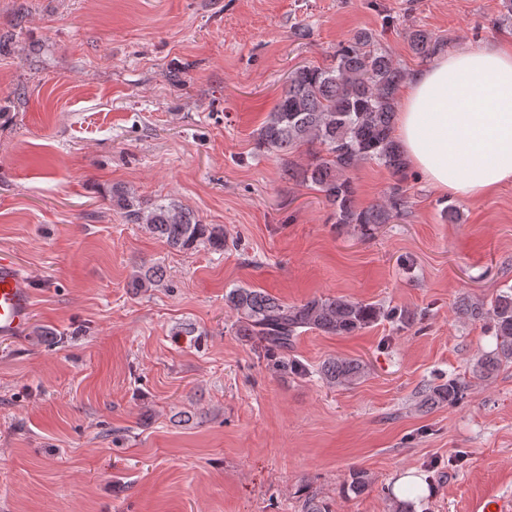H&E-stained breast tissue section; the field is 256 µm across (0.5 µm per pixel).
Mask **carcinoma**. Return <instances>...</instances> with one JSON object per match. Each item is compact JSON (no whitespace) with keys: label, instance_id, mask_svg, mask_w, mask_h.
I'll return each instance as SVG.
<instances>
[{"label":"carcinoma","instance_id":"carcinoma-1","mask_svg":"<svg viewBox=\"0 0 512 512\" xmlns=\"http://www.w3.org/2000/svg\"><path fill=\"white\" fill-rule=\"evenodd\" d=\"M414 55L428 61L446 47V42L421 27L408 30ZM406 73L381 47L373 33L358 31L337 51L329 67L303 65L288 74L287 85L275 106L257 130V146L264 152L286 153L308 143H318L304 167H284L283 174L294 181L318 186L334 209L336 223L354 224L364 231L377 224H389L406 214L408 201L396 187L379 204L358 209L353 204L350 172L364 161L384 166L399 182L407 178V163L394 137L397 91ZM112 204L129 224H140L168 246L189 250L200 245L222 252L238 249L239 242L224 234V227L204 224L193 213L174 202L146 203L129 190H112ZM164 281L158 267L134 271L129 287L156 288ZM225 305L237 315V335L259 344L272 367L292 374L303 368L288 356L305 330L325 335L352 336L379 320L407 322L410 314L381 304L363 303L343 297H314L288 305L253 288L238 286L224 296ZM462 319L483 321L496 338L495 349L482 353L475 373L490 377L503 363L512 362V289L499 292L485 303L464 298L457 307ZM317 373L332 385L349 384L364 374L355 360L329 359ZM427 405L460 403L466 386L457 378L432 384L422 390ZM370 487L363 471L353 473L346 493L360 496Z\"/></svg>","mask_w":512,"mask_h":512}]
</instances>
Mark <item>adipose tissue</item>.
I'll return each instance as SVG.
<instances>
[{"label":"adipose tissue","instance_id":"obj_1","mask_svg":"<svg viewBox=\"0 0 512 512\" xmlns=\"http://www.w3.org/2000/svg\"><path fill=\"white\" fill-rule=\"evenodd\" d=\"M397 139L444 196L478 198L512 182V43L440 56L416 73Z\"/></svg>","mask_w":512,"mask_h":512}]
</instances>
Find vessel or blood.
<instances>
[{
    "instance_id": "1",
    "label": "vessel or blood",
    "mask_w": 512,
    "mask_h": 512,
    "mask_svg": "<svg viewBox=\"0 0 512 512\" xmlns=\"http://www.w3.org/2000/svg\"><path fill=\"white\" fill-rule=\"evenodd\" d=\"M33 312V296L18 267L0 258V339L17 337Z\"/></svg>"
}]
</instances>
